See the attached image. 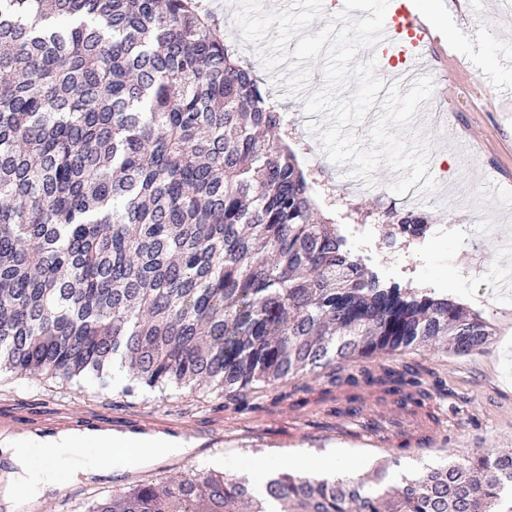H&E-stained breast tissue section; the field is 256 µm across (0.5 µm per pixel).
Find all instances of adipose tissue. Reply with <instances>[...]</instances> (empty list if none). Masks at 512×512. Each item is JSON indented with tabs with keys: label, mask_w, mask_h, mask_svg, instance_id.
<instances>
[{
	"label": "adipose tissue",
	"mask_w": 512,
	"mask_h": 512,
	"mask_svg": "<svg viewBox=\"0 0 512 512\" xmlns=\"http://www.w3.org/2000/svg\"><path fill=\"white\" fill-rule=\"evenodd\" d=\"M184 443L173 442L165 438L152 439L145 446H131L121 438H114L112 446L103 447L97 442L85 443L76 449L64 444L43 451L44 464L35 468L28 462H21L19 471L6 487L9 496L20 495L34 499L42 495L45 488L54 482L53 473L61 467L76 471H107L113 468H133L145 460L158 459L171 454L187 453Z\"/></svg>",
	"instance_id": "ef3b65f1"
}]
</instances>
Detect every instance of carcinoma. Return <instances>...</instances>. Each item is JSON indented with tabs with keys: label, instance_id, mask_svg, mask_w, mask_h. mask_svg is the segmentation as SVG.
<instances>
[{
	"label": "carcinoma",
	"instance_id": "1",
	"mask_svg": "<svg viewBox=\"0 0 512 512\" xmlns=\"http://www.w3.org/2000/svg\"><path fill=\"white\" fill-rule=\"evenodd\" d=\"M283 116L195 0H0V364L150 389H216L324 371L378 387L435 426L418 365L345 373L377 351H480L494 326L382 279L324 215ZM399 224H427L413 208ZM195 470L87 512H500L512 452L479 448L386 485Z\"/></svg>",
	"mask_w": 512,
	"mask_h": 512
}]
</instances>
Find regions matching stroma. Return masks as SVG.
Returning a JSON list of instances; mask_svg holds the SVG:
<instances>
[{
	"label": "stroma",
	"mask_w": 512,
	"mask_h": 512,
	"mask_svg": "<svg viewBox=\"0 0 512 512\" xmlns=\"http://www.w3.org/2000/svg\"><path fill=\"white\" fill-rule=\"evenodd\" d=\"M205 9L221 21L226 41L234 43L245 63L250 64L263 88L289 120L290 146L300 164L314 180L320 200H333L340 224H378L377 215L389 206L425 205L433 223L449 225L447 235L431 238L425 249L392 259L386 243L387 226H379L369 244H355L358 254L370 257L380 274L397 281L413 280L419 287L448 296L468 310L481 312L497 329V335L480 352L458 356L442 346H413L387 355L365 359L371 371L384 366L417 362L426 367L447 395L441 399L448 415L445 434L435 435L431 450H414L419 422L403 420L398 447L363 448L341 442H325L319 432L331 419L336 404L330 383L323 374L307 373L295 382L258 384L250 408L236 411L225 407L222 396L209 389H176L175 393L134 389L125 393L112 387L111 372L99 379L64 380L46 377L32 382L18 372H0V404L41 403L64 399L73 406L111 404L113 413L144 420L196 421L201 431L232 428L241 445L198 447L192 456H169L128 469L82 474L61 471L59 492L91 500L94 494L112 495L148 479L164 482L183 476L191 467L230 457L247 465L258 456L276 455L284 469L294 472L299 455L343 457L356 477L369 478L378 463L387 462L390 483L396 484L426 469L448 464L455 457L479 448H512V295L505 297L486 288L502 266L501 245L484 244L473 251L465 244L464 230L453 228L455 217L470 216L472 223L495 224L500 234H512V0H466L452 5L446 33L453 47L434 61L431 74L440 95L438 111L418 112L406 130L407 140L422 139L430 152L454 156L463 151L466 161L448 168H431L437 183L432 193H419L415 200L393 193L389 185L396 175L387 167L374 174L375 189L358 192L345 167L335 165L325 154L314 126L324 125L319 114H307L303 96L289 95L280 71H267L253 45L246 43L233 23L232 0H202ZM483 267L484 281L471 278L474 267ZM302 426L303 439L285 448L252 445L257 433H282Z\"/></svg>",
	"instance_id": "stroma-1"
}]
</instances>
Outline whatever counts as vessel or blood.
<instances>
[{
    "mask_svg": "<svg viewBox=\"0 0 512 512\" xmlns=\"http://www.w3.org/2000/svg\"><path fill=\"white\" fill-rule=\"evenodd\" d=\"M436 40L425 16L403 0L387 14L385 38L373 48L372 53L377 59L379 71L399 66L418 78L425 73L419 63L422 51ZM325 433L365 448H390L396 443L395 434L385 425H378L373 430H353L342 415L337 416ZM116 435L140 444L155 437L190 440L200 434L190 421H138L115 416L92 406L74 410L64 405L49 415L35 418L22 417L8 410L0 412V447L4 449L11 447L21 436L34 446L54 448L66 437L76 442L97 440L108 443Z\"/></svg>",
    "mask_w": 512,
    "mask_h": 512,
    "instance_id": "vessel-or-blood-1",
    "label": "vessel or blood"
}]
</instances>
